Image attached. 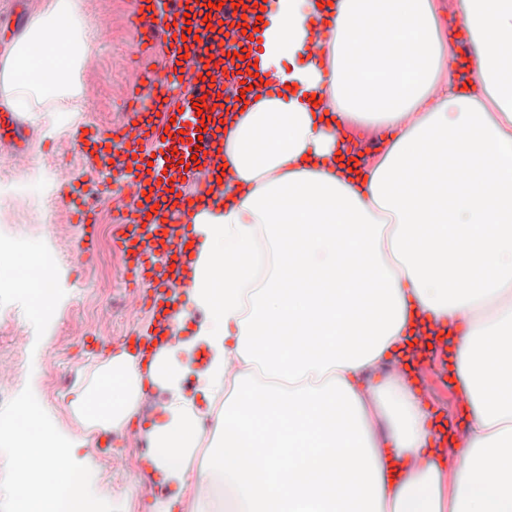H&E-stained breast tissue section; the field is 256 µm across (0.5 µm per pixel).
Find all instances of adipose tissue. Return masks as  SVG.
Masks as SVG:
<instances>
[{
	"instance_id": "ef3b65f1",
	"label": "adipose tissue",
	"mask_w": 512,
	"mask_h": 512,
	"mask_svg": "<svg viewBox=\"0 0 512 512\" xmlns=\"http://www.w3.org/2000/svg\"><path fill=\"white\" fill-rule=\"evenodd\" d=\"M247 11L263 17L257 74L227 115L224 203L198 225L186 310L148 359L113 354L73 413L120 431L164 393L144 432L169 490L155 512L216 482L223 503L195 512H512V0H458L463 82L438 0H332L322 36L318 0ZM91 28L80 0H47L0 61V103L83 98ZM349 126L386 131L372 164L338 160ZM431 321L456 338L466 433L448 457L388 369ZM38 454L44 493L19 512H96L54 449Z\"/></svg>"
}]
</instances>
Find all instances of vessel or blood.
<instances>
[{"instance_id":"obj_1","label":"vessel or blood","mask_w":512,"mask_h":512,"mask_svg":"<svg viewBox=\"0 0 512 512\" xmlns=\"http://www.w3.org/2000/svg\"><path fill=\"white\" fill-rule=\"evenodd\" d=\"M222 2V7L213 8L209 0H168L167 8L161 9L149 6L147 0H133L130 23L136 35L135 53L151 51L164 35L169 54L161 70L135 69L129 74L134 93L130 113L140 116L141 124L124 123L108 129L91 126L82 136L91 147L86 154L89 162L99 161L95 148L105 145L120 151L128 165L120 177L130 201L112 227V246L128 257L132 283L147 288L146 299L159 313L165 311L169 293L184 284V246L198 239L195 220L201 211L200 200L212 206L223 200L224 189L216 184L211 148L224 108L237 96L240 84L226 80L223 63L206 65L183 59L181 44L175 39L176 31L188 28L198 31L200 37H208L205 19L209 16L242 25L241 8L234 6L233 0ZM180 78L190 85V97L172 95L171 86ZM1 120L11 127L14 137H0V154L22 162L27 156L24 143L29 127L19 112L6 113ZM153 144L162 147V154L149 155L147 148ZM59 180L62 197L81 228L79 254L88 256L97 242L95 215L112 201L110 183L101 181L93 195L68 171H60ZM149 182L156 190L147 199L142 192ZM155 201L162 208L160 220L153 222L147 220L146 213ZM447 359L444 346L433 356L418 355L413 365L419 386L431 384V363Z\"/></svg>"}]
</instances>
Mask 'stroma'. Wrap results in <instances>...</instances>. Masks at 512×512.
Returning <instances> with one entry per match:
<instances>
[{
  "label": "stroma",
  "instance_id": "1",
  "mask_svg": "<svg viewBox=\"0 0 512 512\" xmlns=\"http://www.w3.org/2000/svg\"><path fill=\"white\" fill-rule=\"evenodd\" d=\"M129 8V0H84L85 11L94 21L106 23L110 32L108 40H94L80 72L85 87L94 92L105 128L123 119L131 95L128 72L159 65L167 53L161 44L150 56L132 54ZM28 124L29 163L14 169L15 180L30 183L39 173L51 176L63 166L75 176L83 175L86 167L77 140L88 125L84 113H73L70 123L60 127L54 113L34 112ZM110 237V226L99 225L97 250L83 261L77 256L79 230L65 205H58L47 224L0 221V238L7 243L0 250V274L42 255L48 242L55 246L60 266L58 299L46 307L43 320H35L34 292L24 282L0 292V364L10 369L6 385L16 401L34 402L69 458L90 462L92 478L87 490L98 501L99 512H152L153 503L165 498L166 491L161 486L149 487L146 439L101 434L80 423L70 408L74 390L95 375L108 358L109 348L124 347L136 336L130 310L138 309V324L153 319L139 292L128 288L124 261L110 258ZM13 322L31 326L25 343L9 336L8 326Z\"/></svg>",
  "mask_w": 512,
  "mask_h": 512
}]
</instances>
